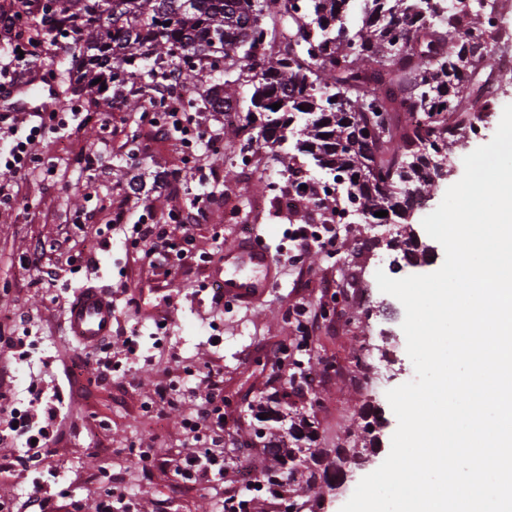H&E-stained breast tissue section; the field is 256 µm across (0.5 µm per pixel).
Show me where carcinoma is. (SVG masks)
Returning a JSON list of instances; mask_svg holds the SVG:
<instances>
[{
	"label": "carcinoma",
	"instance_id": "obj_1",
	"mask_svg": "<svg viewBox=\"0 0 512 512\" xmlns=\"http://www.w3.org/2000/svg\"><path fill=\"white\" fill-rule=\"evenodd\" d=\"M0 0V37L26 58L70 57L69 89L92 112L120 99L136 112L158 81L176 70L193 110L203 73L233 68L253 91L245 117L224 124V138L294 151L282 156L288 177L305 163L326 169L366 221L406 218L435 178L421 171L460 146L473 122L472 100L489 98L488 46L497 40L468 0ZM101 79L96 84L94 80ZM106 89H101V86ZM211 112L239 106L235 82L203 90ZM278 104L275 110L272 105ZM271 434L265 452L280 468L262 473L282 497L281 481L322 453L314 422Z\"/></svg>",
	"mask_w": 512,
	"mask_h": 512
}]
</instances>
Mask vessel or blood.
Listing matches in <instances>:
<instances>
[{
	"label": "vessel or blood",
	"mask_w": 512,
	"mask_h": 512,
	"mask_svg": "<svg viewBox=\"0 0 512 512\" xmlns=\"http://www.w3.org/2000/svg\"><path fill=\"white\" fill-rule=\"evenodd\" d=\"M56 87L47 93L34 91L30 84H21L9 94L6 109L10 112H40L44 109V97H57ZM280 270L271 247L263 237L252 235L240 238L224 252V268L214 273L224 299L231 304L252 308L279 282ZM115 307L111 294L85 286L75 294L65 311L68 333L85 349L97 348L112 335Z\"/></svg>",
	"instance_id": "obj_1"
}]
</instances>
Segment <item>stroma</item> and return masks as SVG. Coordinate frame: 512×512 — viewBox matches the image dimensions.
<instances>
[{
    "mask_svg": "<svg viewBox=\"0 0 512 512\" xmlns=\"http://www.w3.org/2000/svg\"><path fill=\"white\" fill-rule=\"evenodd\" d=\"M500 119L493 112L481 134L456 149L457 163L415 211L414 228L462 178L465 153L488 143ZM35 149L42 165L20 180L16 203L0 205V336L26 343L24 357L11 361L10 378L0 384V404L25 408L35 388L57 394L61 414L49 447L35 452L20 441L0 444V488L11 490L14 512H25L38 485L52 496L51 512H96L108 490L124 497L129 512H221L224 497L243 494L242 486L229 478L187 483L175 473L192 446L182 420L215 385L224 398L229 460L242 448L257 468L272 467L254 430L259 412L273 404L291 421L309 415L319 447L345 449V463L322 462L338 474L325 510L340 512L390 451L397 419L387 391L415 376L402 304L378 290L368 301L350 300L342 279L348 273L371 279L380 269L395 279L413 275V268L391 266L402 251L383 239L366 240L360 224H339L335 252L314 251L283 265L280 286L259 310L233 307L206 287L208 266H223L225 248L250 230L274 252L289 253L288 227L306 219L305 211L271 206L288 180L279 154L260 153L245 171L225 149L191 177L175 141L156 136L147 118L118 108L43 134ZM89 154L96 158L91 171L84 164ZM136 174L156 188L134 204L126 184ZM146 208L174 214L166 230L173 241L189 244L182 266L169 271L130 260L126 228ZM119 211L120 224L113 220ZM242 212L249 224L239 222ZM36 252L41 261L34 269L26 259ZM86 285L112 295L109 342L122 367L106 377L91 369L75 381L71 371L93 354L65 336L62 313ZM304 303L317 311L321 327L301 351ZM162 319L167 325L160 330ZM132 334L139 347L130 355L123 340ZM362 336L372 338L383 358L385 377L372 389L354 382ZM376 417L383 428L364 432ZM139 448L156 449L154 466L138 464ZM63 489L68 497H60Z\"/></svg>",
    "mask_w": 512,
    "mask_h": 512,
    "instance_id": "obj_1",
    "label": "stroma"
}]
</instances>
